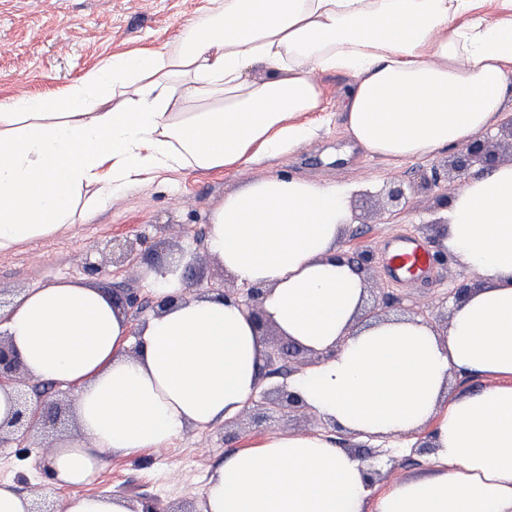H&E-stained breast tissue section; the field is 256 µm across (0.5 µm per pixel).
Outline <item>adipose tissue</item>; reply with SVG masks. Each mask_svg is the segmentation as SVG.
<instances>
[{
  "mask_svg": "<svg viewBox=\"0 0 512 512\" xmlns=\"http://www.w3.org/2000/svg\"><path fill=\"white\" fill-rule=\"evenodd\" d=\"M212 0L175 46L116 56L59 93L0 100V251L67 230L167 172L224 170L294 150L341 96L362 149L429 155L483 133L512 92V0ZM349 187L272 173L225 195L207 250L263 315L319 353L288 389L342 430H428L427 471L375 491L372 464L322 433L264 436L227 455L201 512H512V164L453 191L442 244L481 284L446 334L407 317L362 319L365 285L338 257ZM144 278L174 305L139 329L87 282L52 281L0 310V334L39 382L71 388L54 442L65 512H135L79 493L102 452L138 456L236 416L261 389L265 342L238 298L186 296L177 264ZM478 376L450 395L453 375Z\"/></svg>",
  "mask_w": 512,
  "mask_h": 512,
  "instance_id": "adipose-tissue-1",
  "label": "adipose tissue"
}]
</instances>
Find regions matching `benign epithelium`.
<instances>
[{
    "instance_id": "benign-epithelium-1",
    "label": "benign epithelium",
    "mask_w": 512,
    "mask_h": 512,
    "mask_svg": "<svg viewBox=\"0 0 512 512\" xmlns=\"http://www.w3.org/2000/svg\"><path fill=\"white\" fill-rule=\"evenodd\" d=\"M498 162L499 156L494 146L491 145L485 135H478L468 140L465 150L451 160L450 169L453 173V181L458 184L463 182L471 167L476 164L490 170L495 168ZM140 244H142V241L138 238L113 242L109 248L112 263L131 270L136 268L138 262L141 261V253L138 249ZM347 258L355 271L361 275L371 264L372 254L368 250H361L347 255ZM207 291L214 292L222 297L232 294L241 298L242 305L245 306L256 324L261 328L266 326L261 309L264 288L260 286H251L246 289L227 288L222 283H214L207 286ZM111 294L114 302L129 317H139L148 309L155 313L165 304L173 302L170 297L160 300L152 297L148 307L145 308L143 307L144 299L141 298L140 291L137 288L114 289ZM397 303H399V298L394 293L385 292L380 302L364 311L363 317L380 318L382 317L383 306H391ZM300 352H302V349L286 341L283 342L276 350L267 354L263 377L286 378L293 372L294 360ZM31 382L30 373L16 356L9 342L0 335V387L10 386L15 390L12 398L13 410L0 423L1 448L13 445L35 428L45 431L51 430L61 420V406L57 399L45 396L38 401L37 405H32ZM259 396L260 399L276 405L287 414L302 407L301 402L292 393L288 392L287 385L284 382L273 386L269 390L260 391Z\"/></svg>"
}]
</instances>
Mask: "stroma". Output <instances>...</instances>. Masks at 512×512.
I'll use <instances>...</instances> for the list:
<instances>
[{"instance_id":"35a3bbf8","label":"stroma","mask_w":512,"mask_h":512,"mask_svg":"<svg viewBox=\"0 0 512 512\" xmlns=\"http://www.w3.org/2000/svg\"><path fill=\"white\" fill-rule=\"evenodd\" d=\"M211 0H0V99L60 91L101 61L147 47L172 44L188 21L204 15ZM326 111L317 113L314 135L296 150L265 155L234 171H179L135 186L122 198L106 204L85 223L55 236L25 242L0 252V291L5 296L49 281H83L84 257L101 262L92 279L95 287L137 283L130 272L105 262L112 240L141 238L145 247L166 241L174 255H191L188 281L200 290L210 282L234 287L224 267L199 244L207 230V217L224 196L244 183L274 172L296 174L327 183L348 185L352 225H365V233H344L343 251L369 250L373 256L366 282L367 299L375 301L383 289L399 295L401 305L386 308V316H404L414 307L433 312L438 331H445L454 305L450 293L460 284H476L477 271L460 257L435 266L431 282H397L384 267L387 242L410 236L424 246L436 237L434 224L444 210L438 204L441 187L421 184V174L443 167L459 153L452 146L433 154L395 159L357 148L345 132L340 92L349 78L323 74ZM401 181L408 201L390 205L384 189ZM323 418L303 408L294 417L271 405L249 406L236 418L204 429H192L176 438L163 452L138 457L105 454L93 481L82 486L85 494L102 490L120 493L132 502L155 499L168 512H191L210 473L228 454L265 433L326 429ZM41 435L27 444L39 452ZM32 457H19L15 448L0 447V482L34 494L46 486L47 476Z\"/></svg>"}]
</instances>
